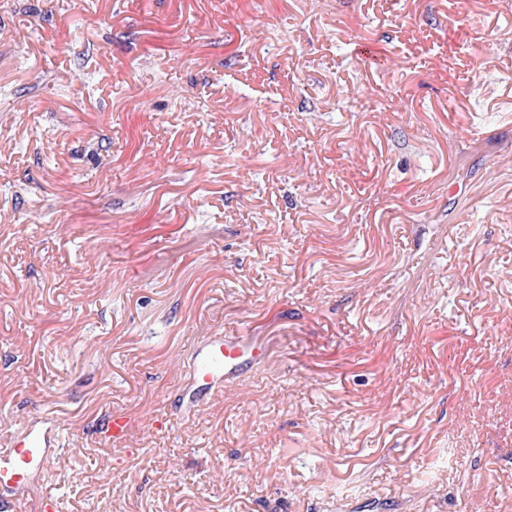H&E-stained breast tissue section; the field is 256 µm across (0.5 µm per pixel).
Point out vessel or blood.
<instances>
[{
  "instance_id": "b4317fda",
  "label": "vessel or blood",
  "mask_w": 512,
  "mask_h": 512,
  "mask_svg": "<svg viewBox=\"0 0 512 512\" xmlns=\"http://www.w3.org/2000/svg\"><path fill=\"white\" fill-rule=\"evenodd\" d=\"M261 354L255 340L245 336H214L193 360L196 388L190 401L244 373ZM129 430L126 416L111 413L102 440L112 445L122 441ZM49 440L45 434L31 430L12 447L0 448V512H15L29 491L33 470L43 466Z\"/></svg>"
}]
</instances>
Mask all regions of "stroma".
Instances as JSON below:
<instances>
[{
	"mask_svg": "<svg viewBox=\"0 0 512 512\" xmlns=\"http://www.w3.org/2000/svg\"><path fill=\"white\" fill-rule=\"evenodd\" d=\"M47 418L17 512H512V0H8L0 448ZM261 354L258 343L247 336H214L193 360L196 388L189 395L191 403L244 373ZM129 430V422L126 416L120 412L109 415L103 431L102 441L107 445H113L122 441Z\"/></svg>",
	"mask_w": 512,
	"mask_h": 512,
	"instance_id": "stroma-1",
	"label": "stroma"
}]
</instances>
